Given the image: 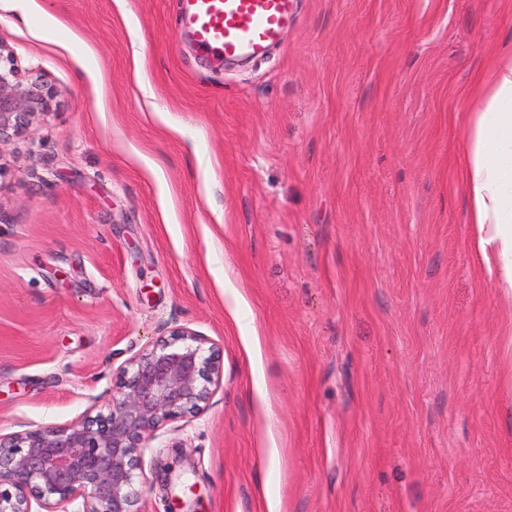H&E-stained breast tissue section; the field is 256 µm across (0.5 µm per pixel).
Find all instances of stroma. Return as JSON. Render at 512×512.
<instances>
[{"label": "stroma", "instance_id": "35a3bbf8", "mask_svg": "<svg viewBox=\"0 0 512 512\" xmlns=\"http://www.w3.org/2000/svg\"><path fill=\"white\" fill-rule=\"evenodd\" d=\"M174 8L0 0L55 93L0 145V433L106 410L184 325L222 382L143 512H512V308L456 178L512 0H296L230 67Z\"/></svg>", "mask_w": 512, "mask_h": 512}]
</instances>
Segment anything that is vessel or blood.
I'll use <instances>...</instances> for the list:
<instances>
[{
    "label": "vessel or blood",
    "mask_w": 512,
    "mask_h": 512,
    "mask_svg": "<svg viewBox=\"0 0 512 512\" xmlns=\"http://www.w3.org/2000/svg\"><path fill=\"white\" fill-rule=\"evenodd\" d=\"M294 0H177L178 33L202 53L257 55L280 41Z\"/></svg>",
    "instance_id": "obj_1"
}]
</instances>
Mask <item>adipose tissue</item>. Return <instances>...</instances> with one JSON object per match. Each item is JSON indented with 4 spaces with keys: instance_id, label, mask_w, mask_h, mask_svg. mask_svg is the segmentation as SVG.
Returning a JSON list of instances; mask_svg holds the SVG:
<instances>
[{
    "instance_id": "ef3b65f1",
    "label": "adipose tissue",
    "mask_w": 512,
    "mask_h": 512,
    "mask_svg": "<svg viewBox=\"0 0 512 512\" xmlns=\"http://www.w3.org/2000/svg\"><path fill=\"white\" fill-rule=\"evenodd\" d=\"M472 95L458 181L470 205L475 246L500 293L512 301V37L489 52Z\"/></svg>"
}]
</instances>
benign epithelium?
<instances>
[{"instance_id":"1","label":"benign epithelium","mask_w":512,"mask_h":512,"mask_svg":"<svg viewBox=\"0 0 512 512\" xmlns=\"http://www.w3.org/2000/svg\"><path fill=\"white\" fill-rule=\"evenodd\" d=\"M54 92L0 51V142L25 134ZM221 380L219 355L188 327L133 356L107 412L0 435V512H142L143 448L166 423L201 414Z\"/></svg>"}]
</instances>
